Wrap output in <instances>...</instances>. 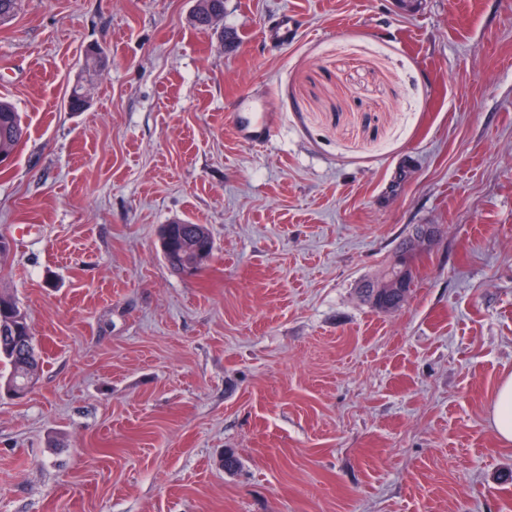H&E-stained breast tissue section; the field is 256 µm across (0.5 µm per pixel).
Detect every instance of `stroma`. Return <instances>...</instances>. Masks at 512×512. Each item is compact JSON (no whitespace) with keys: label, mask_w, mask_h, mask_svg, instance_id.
Here are the masks:
<instances>
[{"label":"stroma","mask_w":512,"mask_h":512,"mask_svg":"<svg viewBox=\"0 0 512 512\" xmlns=\"http://www.w3.org/2000/svg\"><path fill=\"white\" fill-rule=\"evenodd\" d=\"M195 5L22 0L0 25L30 133L0 235L32 227L0 288L43 361L0 391V512H512L489 419L512 374V0H224L207 31ZM284 12L286 46L264 35ZM252 100L268 142L233 133ZM177 219L214 241L192 276L160 250ZM420 224L412 291L378 312L359 289Z\"/></svg>","instance_id":"1"}]
</instances>
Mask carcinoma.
I'll return each mask as SVG.
<instances>
[{
	"label": "carcinoma",
	"mask_w": 512,
	"mask_h": 512,
	"mask_svg": "<svg viewBox=\"0 0 512 512\" xmlns=\"http://www.w3.org/2000/svg\"><path fill=\"white\" fill-rule=\"evenodd\" d=\"M214 14H224V0H196L193 22L198 28H212L211 17ZM26 136L27 126L21 114L12 103L0 100V154H15ZM208 237L209 229L204 224L184 221L174 225L173 244L189 261L203 263L204 258H196L195 246ZM0 336L9 337L5 345H0V365L9 368L4 389L15 396L25 395L30 391L29 383L37 379L41 357L36 352L26 312L15 298L1 292Z\"/></svg>",
	"instance_id": "carcinoma-1"
}]
</instances>
